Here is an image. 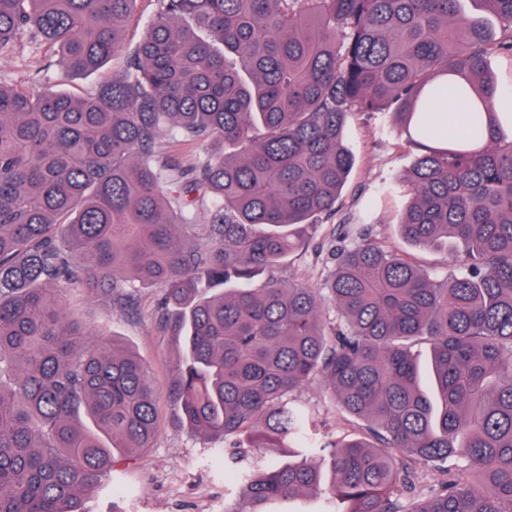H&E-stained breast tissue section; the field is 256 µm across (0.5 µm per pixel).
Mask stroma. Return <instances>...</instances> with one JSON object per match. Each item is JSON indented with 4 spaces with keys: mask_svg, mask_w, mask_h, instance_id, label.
Listing matches in <instances>:
<instances>
[{
    "mask_svg": "<svg viewBox=\"0 0 512 512\" xmlns=\"http://www.w3.org/2000/svg\"><path fill=\"white\" fill-rule=\"evenodd\" d=\"M125 64L124 57L110 61L101 71L60 81L53 58L31 40L0 55V81L23 82L40 91L59 89L74 93L97 92ZM347 144L356 164L338 201L336 214L322 219L308 232V250L291 256L283 277H298L322 287L333 267V248L340 246L343 228L362 224L371 238L402 245L397 221L399 207L387 208L380 199L398 177L411 168L414 155L400 148L385 113H359L349 118ZM135 307L117 296L90 295L74 290L66 303L93 327L113 334L135 348L145 359L157 389H164L178 358L179 347L160 321L163 291L140 288ZM313 410L314 438L350 434L353 424L313 383L294 395ZM222 440H204L180 425L167 400L158 402V427L152 448L125 457L110 477L104 478L92 498L83 500L88 512H224L239 494L241 476L256 463Z\"/></svg>",
    "mask_w": 512,
    "mask_h": 512,
    "instance_id": "35a3bbf8",
    "label": "stroma"
}]
</instances>
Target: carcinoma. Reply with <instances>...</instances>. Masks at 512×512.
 <instances>
[{"instance_id": "obj_1", "label": "carcinoma", "mask_w": 512, "mask_h": 512, "mask_svg": "<svg viewBox=\"0 0 512 512\" xmlns=\"http://www.w3.org/2000/svg\"><path fill=\"white\" fill-rule=\"evenodd\" d=\"M156 0L127 65L85 96L0 82V512H86L117 459L152 447L146 361L65 308L64 292L164 289L178 340L163 391L182 425L259 462L225 512H512V137L493 56L512 0ZM136 0H0V52L27 37L60 78L124 52ZM457 76L463 84L443 81ZM453 96L449 135L428 118ZM386 112L414 154L401 237L443 253L434 281L394 245L345 232L326 287L284 279L304 229L355 165L347 118ZM217 141L188 166L165 145ZM210 208L208 241L190 216ZM336 310L328 320L326 309ZM429 346L432 402L413 357ZM360 420L310 447L311 383ZM448 480L423 497L413 464ZM468 112H462L459 102L454 97H448L437 103L433 110L429 112V117L434 122L444 120L446 124L455 122L462 123Z\"/></svg>"}]
</instances>
